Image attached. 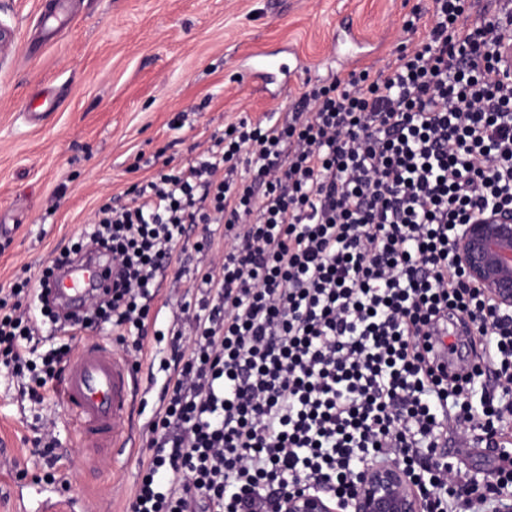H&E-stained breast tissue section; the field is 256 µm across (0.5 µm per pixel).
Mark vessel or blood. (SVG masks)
<instances>
[{"mask_svg":"<svg viewBox=\"0 0 512 512\" xmlns=\"http://www.w3.org/2000/svg\"><path fill=\"white\" fill-rule=\"evenodd\" d=\"M105 269L102 261L65 268L53 291L59 306L81 310L102 287ZM137 382L133 367L100 342L84 344L68 362L60 399L85 447L116 453L126 450L130 437L123 434L120 425ZM30 500L31 508L23 507L19 512H75L72 501L45 496L38 485Z\"/></svg>","mask_w":512,"mask_h":512,"instance_id":"1","label":"vessel or blood"}]
</instances>
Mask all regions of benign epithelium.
Instances as JSON below:
<instances>
[{"instance_id": "benign-epithelium-1", "label": "benign epithelium", "mask_w": 512, "mask_h": 512, "mask_svg": "<svg viewBox=\"0 0 512 512\" xmlns=\"http://www.w3.org/2000/svg\"><path fill=\"white\" fill-rule=\"evenodd\" d=\"M465 284L481 289L493 308L512 313V210L485 208L459 227L453 243ZM423 476L405 467L399 458L373 459L357 474L353 492L335 499L311 488L282 498L274 512H428L420 492Z\"/></svg>"}]
</instances>
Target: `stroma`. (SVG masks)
Wrapping results in <instances>:
<instances>
[{"label": "stroma", "instance_id": "stroma-1", "mask_svg": "<svg viewBox=\"0 0 512 512\" xmlns=\"http://www.w3.org/2000/svg\"><path fill=\"white\" fill-rule=\"evenodd\" d=\"M40 0H0V20L12 45L0 61V289L23 267L38 268L68 245L113 197L130 202L133 188L164 161L180 164L195 144L222 132L240 115L263 117L300 82L252 78L256 53L308 67L312 80L347 70L336 58L342 20L360 35L364 62L381 69L405 42L403 21L430 0H57L61 19L49 45L35 51ZM51 96L52 107L31 123L30 101ZM193 225L179 271L168 272L154 301L163 339L147 336L139 355V388L124 424L134 453L113 456L81 447L57 390L31 399L26 378L0 372V464L24 471L14 490L0 487V512H14L16 495L54 473L70 483L87 512H127L147 454L149 423L166 374L173 315L198 303L200 278L224 250L215 227L210 249ZM55 422L54 458L41 454L43 424ZM449 462L485 480L501 461L475 439L448 436Z\"/></svg>", "mask_w": 512, "mask_h": 512}]
</instances>
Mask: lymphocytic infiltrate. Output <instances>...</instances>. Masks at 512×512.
Segmentation results:
<instances>
[{
  "label": "lymphocytic infiltrate",
  "mask_w": 512,
  "mask_h": 512,
  "mask_svg": "<svg viewBox=\"0 0 512 512\" xmlns=\"http://www.w3.org/2000/svg\"><path fill=\"white\" fill-rule=\"evenodd\" d=\"M476 7L433 0L384 69L305 82L277 115L240 117L186 165L163 163L132 205H101L0 296V367L42 389L66 362L59 348L34 362L43 326L108 323L140 348L189 226L223 225L206 296L177 317L173 339L190 344L166 367L132 512H265L289 482L344 494L378 451L430 473L431 489L456 486L436 512H489L512 484L511 465L470 495L437 452L451 432L500 445L512 415V320L463 287L452 249L471 213L512 210V73L495 50L512 13L484 24ZM90 246L111 255L112 278L63 319L44 290ZM451 323L481 347L463 375L432 344Z\"/></svg>",
  "instance_id": "lymphocytic-infiltrate-1"
}]
</instances>
